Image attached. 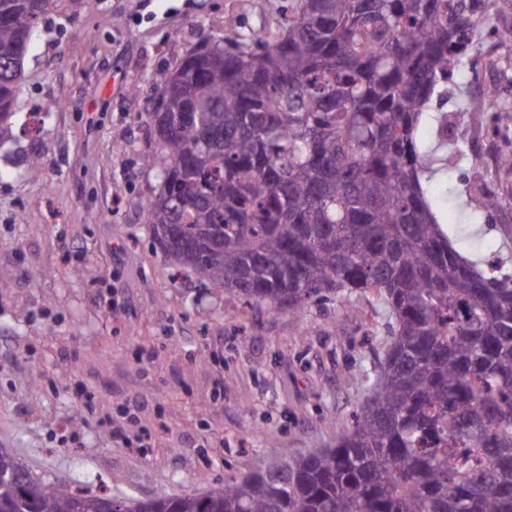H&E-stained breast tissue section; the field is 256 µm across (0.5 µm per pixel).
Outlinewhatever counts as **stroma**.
<instances>
[{"label": "stroma", "mask_w": 512, "mask_h": 512, "mask_svg": "<svg viewBox=\"0 0 512 512\" xmlns=\"http://www.w3.org/2000/svg\"><path fill=\"white\" fill-rule=\"evenodd\" d=\"M228 16L283 31L288 0H58L33 40L14 137L0 147V448L38 478L144 499L218 487L281 449L331 444L375 380L388 321L376 296L248 309L175 275L151 245L142 212L159 180L141 158L154 149L156 77L223 36ZM480 95L458 69L418 126L422 147L433 113L468 131L425 187L474 260L475 225L512 224V204L473 206L512 187L499 162L512 141L482 150L489 131L470 118ZM32 153L38 178L24 172ZM116 425L150 439L120 445Z\"/></svg>", "instance_id": "1"}]
</instances>
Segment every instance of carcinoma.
Returning a JSON list of instances; mask_svg holds the SVG:
<instances>
[{"instance_id":"obj_1","label":"carcinoma","mask_w":512,"mask_h":512,"mask_svg":"<svg viewBox=\"0 0 512 512\" xmlns=\"http://www.w3.org/2000/svg\"><path fill=\"white\" fill-rule=\"evenodd\" d=\"M49 3L0 0V142ZM289 9L283 32L229 17L159 74L146 223L170 266L250 306L375 293L390 339L353 425L327 448L149 499L44 482L0 448V512H512V225L493 228V260L463 256L422 184L455 155L448 114L434 146L416 142L431 95L512 0ZM498 106L487 87L473 110Z\"/></svg>"}]
</instances>
